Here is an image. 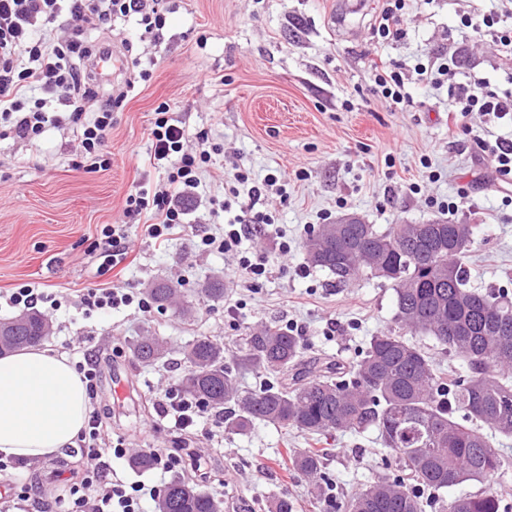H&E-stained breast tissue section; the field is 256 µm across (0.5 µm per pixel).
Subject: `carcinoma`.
Here are the masks:
<instances>
[{
	"mask_svg": "<svg viewBox=\"0 0 512 512\" xmlns=\"http://www.w3.org/2000/svg\"><path fill=\"white\" fill-rule=\"evenodd\" d=\"M476 242V225L436 220L383 229L322 224L303 243L306 262L338 287L362 277L390 283L399 328L457 355L466 373L443 372L419 345L391 330L370 337L355 362L318 360L311 371L294 332L261 324L231 345L212 336L188 342L181 350V392L217 412L228 435H243L257 422L320 440L376 430L397 474L350 494L324 471L323 451L293 454V470L309 480L318 512H505L490 488L447 500L439 495L512 468L493 444L498 435L512 436V297L468 287L467 259ZM146 294L163 306L175 288L158 281ZM51 329L37 312L1 320L0 355L41 343ZM131 351L145 364L168 355L155 336L135 340ZM242 370L266 379L246 389L238 380ZM155 512H224V500L178 475Z\"/></svg>",
	"mask_w": 512,
	"mask_h": 512,
	"instance_id": "carcinoma-1",
	"label": "carcinoma"
}]
</instances>
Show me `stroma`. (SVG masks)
<instances>
[{"mask_svg": "<svg viewBox=\"0 0 512 512\" xmlns=\"http://www.w3.org/2000/svg\"><path fill=\"white\" fill-rule=\"evenodd\" d=\"M171 2L160 41L141 37L131 22L112 33L115 54L123 55L122 40H131L133 57L151 64L152 77L137 81L132 65L114 72V88L131 79L137 85L112 115L107 167L75 169L77 140L69 126L46 127L34 144L0 138V297L22 284L62 296L61 308L47 315L53 325L47 345L73 361L83 350L96 351L95 408L105 440L123 439L134 452H173L200 487L231 506L247 502V512H267L279 496L292 501L293 512H315L307 481L284 465L287 450L309 447L307 435H284L263 423L243 435L220 428L211 436L158 430L154 397L179 384V349L201 334L228 343L248 327L291 322L302 329L307 355L352 361L370 336L395 328L390 284L363 279L336 288L327 272L306 264L307 236L347 214L381 226L447 217L476 225L480 244L467 261L470 287L512 294V187L501 184L477 144L512 136V126L458 113L447 86L413 73L406 81L413 108L390 106L374 93L369 68L376 58L411 66L452 45L459 55L456 80L477 72L505 82L496 44L470 37L461 24L472 7L488 10L497 0H412L406 36L393 44L371 31L382 0H365L364 29L355 39L331 22L336 0ZM163 101L190 131H208L222 152L201 176L186 226L158 247L144 233L148 215L128 223L123 210L129 193H151L166 182L165 170L149 163L150 122ZM239 168L257 186L276 174L288 192L284 200L269 197L277 237L241 244L269 257V273L256 286L238 253L201 251L195 235L221 231L249 204L247 193L224 192ZM413 182L420 193H409ZM450 201L458 205L452 215L441 208ZM121 222L133 258L108 269L90 245L105 225ZM280 239L287 251L278 249ZM216 278L224 298L210 301L202 290ZM158 279L194 303L195 321L184 322L169 306L89 317L81 309L82 289L114 287L140 296ZM147 333L167 341L164 361L133 359L130 343ZM117 367L136 388L135 403L118 405L110 389ZM327 446L325 470L339 490L394 472L377 431L339 435Z\"/></svg>", "mask_w": 512, "mask_h": 512, "instance_id": "35a3bbf8", "label": "stroma"}]
</instances>
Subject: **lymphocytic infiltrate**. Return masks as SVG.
I'll return each instance as SVG.
<instances>
[{"label":"lymphocytic infiltrate","instance_id":"lymphocytic-infiltrate-1","mask_svg":"<svg viewBox=\"0 0 512 512\" xmlns=\"http://www.w3.org/2000/svg\"><path fill=\"white\" fill-rule=\"evenodd\" d=\"M66 15L65 35L51 39L48 27L59 15ZM135 20L146 36L160 40L166 25L162 0H0V127L26 142L37 140L47 125L56 123L53 104L65 106L69 120L80 130L81 150L76 168L85 165L106 167L104 147L112 128V114L121 108L127 90L101 96L96 80L85 69L95 46L88 34L111 31L115 20ZM462 24L473 33L494 36L505 62L512 64V6L498 12L474 10L463 17ZM374 90L390 105L407 108L413 100L404 91V67L387 62L372 63ZM448 94L460 112H479L489 120L512 118V88L501 89L484 77L456 82ZM97 103L94 113H87L86 103ZM150 159L153 165L166 168L164 190L147 194H128L124 216L133 219L150 214L153 222L145 233L155 244L169 241L176 226L182 224L188 207L189 189L198 187L202 172L212 160L207 147L206 131L190 132L185 121L175 117L168 103L154 110L151 127ZM276 182L267 175L263 186H251L255 203L260 202L262 189ZM252 208L243 210L218 234L203 233L200 247L205 251L226 253L236 250L245 232L265 236L272 217ZM89 312H104L131 304L144 312L152 305L146 298H137L119 288H89L80 296ZM159 417L167 419L172 429L182 432L199 427L217 426L207 405L183 395L171 387L155 398ZM101 420L91 413L79 437L80 456L85 464L81 480L63 484L54 495L59 512H144V502L157 499L161 486H146L140 481L126 482L113 478L108 458H123V444L103 449L99 446Z\"/></svg>","mask_w":512,"mask_h":512}]
</instances>
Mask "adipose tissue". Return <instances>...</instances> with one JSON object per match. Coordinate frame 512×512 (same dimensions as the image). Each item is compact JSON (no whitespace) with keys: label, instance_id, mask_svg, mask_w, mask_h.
Listing matches in <instances>:
<instances>
[{"label":"adipose tissue","instance_id":"1","mask_svg":"<svg viewBox=\"0 0 512 512\" xmlns=\"http://www.w3.org/2000/svg\"><path fill=\"white\" fill-rule=\"evenodd\" d=\"M90 413L67 356L31 346L0 356V454L44 464L74 447Z\"/></svg>","mask_w":512,"mask_h":512}]
</instances>
